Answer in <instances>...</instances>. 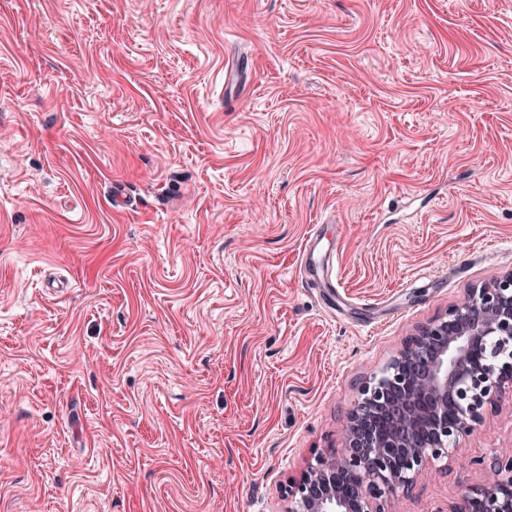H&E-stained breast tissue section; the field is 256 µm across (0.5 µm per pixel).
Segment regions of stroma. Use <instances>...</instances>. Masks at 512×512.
<instances>
[{"label":"stroma","instance_id":"1","mask_svg":"<svg viewBox=\"0 0 512 512\" xmlns=\"http://www.w3.org/2000/svg\"><path fill=\"white\" fill-rule=\"evenodd\" d=\"M511 270L512 0H0V512H288ZM500 450L510 393L391 512Z\"/></svg>","mask_w":512,"mask_h":512}]
</instances>
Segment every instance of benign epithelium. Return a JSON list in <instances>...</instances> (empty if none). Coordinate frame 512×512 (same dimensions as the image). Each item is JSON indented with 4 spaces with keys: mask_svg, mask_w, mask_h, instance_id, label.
<instances>
[{
    "mask_svg": "<svg viewBox=\"0 0 512 512\" xmlns=\"http://www.w3.org/2000/svg\"><path fill=\"white\" fill-rule=\"evenodd\" d=\"M512 392V271L469 291L403 342L363 381L342 444L318 453L288 484V512H390L430 465L471 435ZM489 472L453 512H512V453L480 457Z\"/></svg>",
    "mask_w": 512,
    "mask_h": 512,
    "instance_id": "7a95c632",
    "label": "benign epithelium"
}]
</instances>
